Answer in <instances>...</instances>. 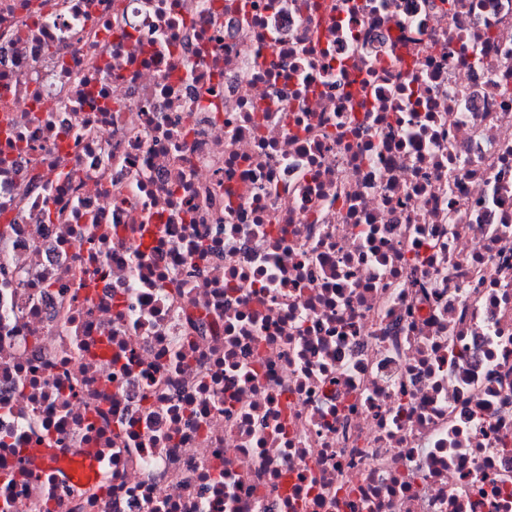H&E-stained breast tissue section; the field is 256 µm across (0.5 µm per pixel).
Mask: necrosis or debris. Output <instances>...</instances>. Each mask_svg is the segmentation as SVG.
I'll list each match as a JSON object with an SVG mask.
<instances>
[{
  "label": "necrosis or debris",
  "mask_w": 512,
  "mask_h": 512,
  "mask_svg": "<svg viewBox=\"0 0 512 512\" xmlns=\"http://www.w3.org/2000/svg\"><path fill=\"white\" fill-rule=\"evenodd\" d=\"M0 209V512H512V0H0Z\"/></svg>",
  "instance_id": "obj_1"
}]
</instances>
